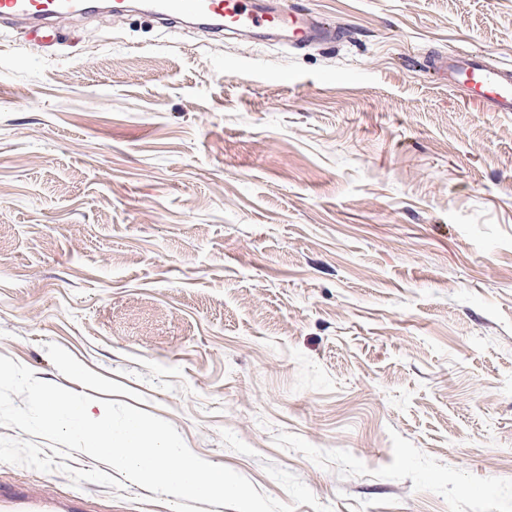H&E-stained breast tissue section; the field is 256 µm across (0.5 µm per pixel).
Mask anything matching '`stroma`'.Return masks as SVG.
Instances as JSON below:
<instances>
[{
  "instance_id": "stroma-1",
  "label": "stroma",
  "mask_w": 512,
  "mask_h": 512,
  "mask_svg": "<svg viewBox=\"0 0 512 512\" xmlns=\"http://www.w3.org/2000/svg\"><path fill=\"white\" fill-rule=\"evenodd\" d=\"M295 49L150 15L0 26V355L169 421L332 512H512V0H301ZM0 485L80 512H234L0 426ZM437 71L448 75V84L459 85L468 100L486 112L512 113V69L492 67L481 53L464 51L438 59Z\"/></svg>"
}]
</instances>
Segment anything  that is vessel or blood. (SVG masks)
I'll list each match as a JSON object with an SVG mask.
<instances>
[{
	"label": "vessel or blood",
	"mask_w": 512,
	"mask_h": 512,
	"mask_svg": "<svg viewBox=\"0 0 512 512\" xmlns=\"http://www.w3.org/2000/svg\"><path fill=\"white\" fill-rule=\"evenodd\" d=\"M87 7L88 0H0V22L26 21L30 39L42 42L52 37L54 22L85 12ZM143 8L168 25L184 21L216 35H280L295 48L344 37L341 29L290 0H145ZM437 68L447 75L449 84L460 86L465 97L478 107L512 113L511 67L491 66L483 54L465 51L439 58ZM16 505L29 512L51 509L48 501L0 490V512H9Z\"/></svg>",
	"instance_id": "vessel-or-blood-1"
}]
</instances>
